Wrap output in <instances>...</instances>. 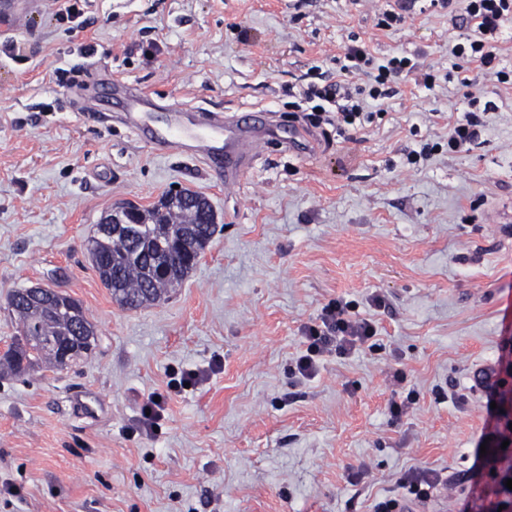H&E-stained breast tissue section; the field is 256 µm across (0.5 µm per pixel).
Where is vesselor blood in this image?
Returning <instances> with one entry per match:
<instances>
[{
  "mask_svg": "<svg viewBox=\"0 0 512 512\" xmlns=\"http://www.w3.org/2000/svg\"><path fill=\"white\" fill-rule=\"evenodd\" d=\"M107 92H121L126 120L154 149L163 153H186L198 157L206 165L224 163V185L237 187L248 165L262 155L255 143L256 125L243 117L224 118L214 112L194 113L192 105L181 104L169 111L166 126L152 127L149 94L113 79Z\"/></svg>",
  "mask_w": 512,
  "mask_h": 512,
  "instance_id": "b4317fda",
  "label": "vessel or blood"
}]
</instances>
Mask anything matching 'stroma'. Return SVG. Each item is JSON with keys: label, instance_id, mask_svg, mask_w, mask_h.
Segmentation results:
<instances>
[{"label": "stroma", "instance_id": "1", "mask_svg": "<svg viewBox=\"0 0 512 512\" xmlns=\"http://www.w3.org/2000/svg\"><path fill=\"white\" fill-rule=\"evenodd\" d=\"M404 21L378 29V13ZM52 0L0 35V353L8 297L45 286L78 300L97 339L67 369L0 375V512H371L402 480L460 476L446 512L496 501L465 480L486 433L478 375L512 336V19L492 66L456 56L468 30L426 0ZM435 78L361 101V130L311 126L289 88L335 75L350 39ZM508 73L501 81L500 73ZM119 76L167 107L274 115L241 184L156 151L120 117L78 111ZM491 104L475 144L448 148L464 93ZM205 196L215 234L167 299L122 309L88 241L118 204L173 187ZM349 303L378 334L295 374L302 329ZM195 384L175 387L184 374ZM403 382H395L394 374ZM166 398L157 434L138 428ZM406 402L393 415L392 401Z\"/></svg>", "mask_w": 512, "mask_h": 512}]
</instances>
